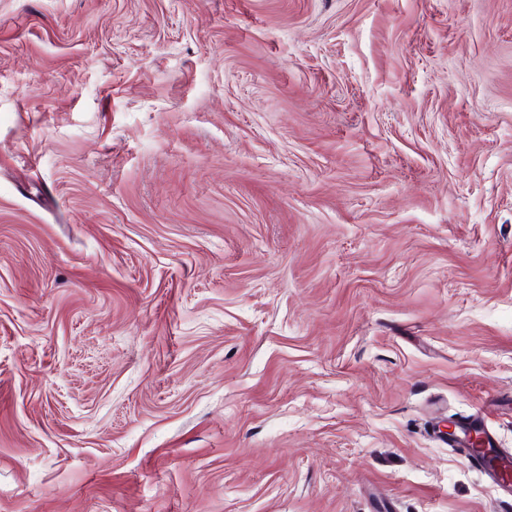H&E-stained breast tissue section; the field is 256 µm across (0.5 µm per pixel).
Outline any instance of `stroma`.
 Instances as JSON below:
<instances>
[{"label": "stroma", "mask_w": 512, "mask_h": 512, "mask_svg": "<svg viewBox=\"0 0 512 512\" xmlns=\"http://www.w3.org/2000/svg\"><path fill=\"white\" fill-rule=\"evenodd\" d=\"M512 0H0V512H512ZM458 427L463 437H456L459 454L474 468L481 471L488 482L499 490L508 492L512 488L511 454L503 449L495 448L494 434L487 426L484 416L476 412L459 422ZM479 430L488 443V448L469 447L468 434Z\"/></svg>", "instance_id": "35a3bbf8"}]
</instances>
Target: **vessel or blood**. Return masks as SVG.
<instances>
[{
	"label": "vessel or blood",
	"instance_id": "b4317fda",
	"mask_svg": "<svg viewBox=\"0 0 512 512\" xmlns=\"http://www.w3.org/2000/svg\"><path fill=\"white\" fill-rule=\"evenodd\" d=\"M460 438L456 444L461 456L474 468L481 471L488 482L502 491L512 490V453L493 446V433L481 413H474L460 421ZM479 430L487 441L486 447H470L467 436Z\"/></svg>",
	"mask_w": 512,
	"mask_h": 512
}]
</instances>
